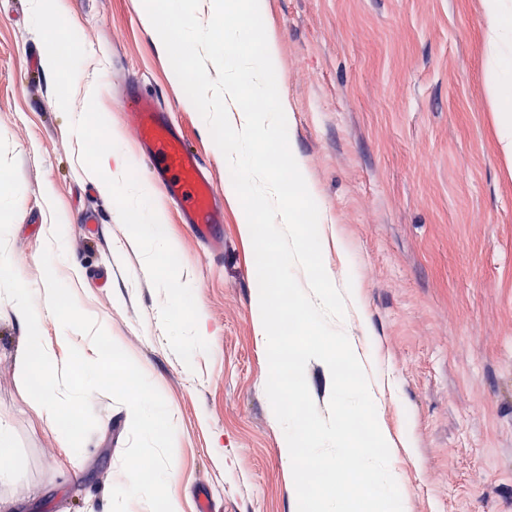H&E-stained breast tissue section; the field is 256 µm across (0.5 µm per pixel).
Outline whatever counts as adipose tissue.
<instances>
[{
	"label": "adipose tissue",
	"mask_w": 512,
	"mask_h": 512,
	"mask_svg": "<svg viewBox=\"0 0 512 512\" xmlns=\"http://www.w3.org/2000/svg\"><path fill=\"white\" fill-rule=\"evenodd\" d=\"M483 10L489 20L485 34V51L489 59L486 80L498 114V138L508 157L512 158V15L504 7V0H482ZM36 21L44 29L41 65L50 73L64 75L69 86L85 92V104L75 121L77 130H84L88 123H95L103 147L90 171V178L98 193L107 199L122 195L123 189L114 179L113 164L123 163L124 158L112 143L106 113L96 111V87L87 80L73 60L65 57L55 36L66 16L63 0H36Z\"/></svg>",
	"instance_id": "obj_1"
}]
</instances>
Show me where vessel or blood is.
<instances>
[{"instance_id": "vessel-or-blood-1", "label": "vessel or blood", "mask_w": 512, "mask_h": 512, "mask_svg": "<svg viewBox=\"0 0 512 512\" xmlns=\"http://www.w3.org/2000/svg\"><path fill=\"white\" fill-rule=\"evenodd\" d=\"M123 96L133 103L127 119L135 137L148 150L144 161L146 171L179 204L196 238L211 253H223L224 240L217 237L215 227L223 223L224 209L202 158L172 129L155 98L140 94L130 84L125 85Z\"/></svg>"}]
</instances>
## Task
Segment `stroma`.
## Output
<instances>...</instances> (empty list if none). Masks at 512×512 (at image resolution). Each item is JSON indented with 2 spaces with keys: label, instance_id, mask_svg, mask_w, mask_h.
Listing matches in <instances>:
<instances>
[{
  "label": "stroma",
  "instance_id": "obj_1",
  "mask_svg": "<svg viewBox=\"0 0 512 512\" xmlns=\"http://www.w3.org/2000/svg\"><path fill=\"white\" fill-rule=\"evenodd\" d=\"M260 10L325 270L338 281L352 265L361 288L345 334L373 345L391 436L413 431V451L393 450L408 512H512V167L484 83L481 0H260ZM144 13L142 0H66L78 30L62 33L65 52L96 76L129 159L118 175L129 197L111 202L87 177L97 130L64 134L72 115L58 105L62 79L40 65L31 0H0V422L13 466L0 512H111L112 487L127 482V406L94 393L97 424L76 453L25 390L27 329L4 284L42 287L48 247L81 311L107 323L163 396L175 430L168 490L184 512L205 500L213 512H297L265 392L241 203L224 198L214 256L164 192L139 195L152 182L119 96L131 80L159 99L218 187L231 182ZM149 207L164 216L150 229ZM58 210L71 218L60 228ZM87 210L102 224L94 239Z\"/></svg>",
  "mask_w": 512,
  "mask_h": 512
}]
</instances>
